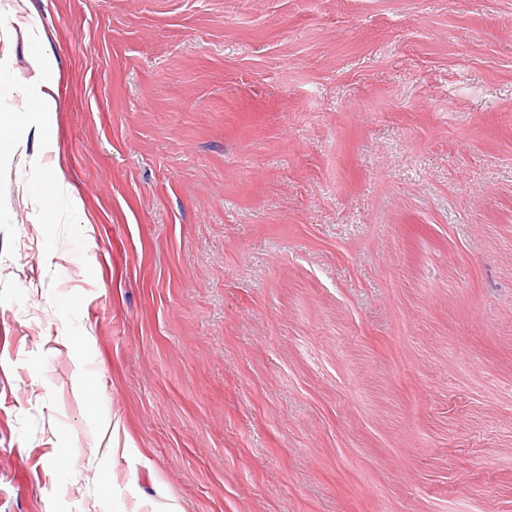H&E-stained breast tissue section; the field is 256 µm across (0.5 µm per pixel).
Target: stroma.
I'll return each mask as SVG.
<instances>
[{"label":"stroma","mask_w":512,"mask_h":512,"mask_svg":"<svg viewBox=\"0 0 512 512\" xmlns=\"http://www.w3.org/2000/svg\"><path fill=\"white\" fill-rule=\"evenodd\" d=\"M31 2L0 512H512V0ZM17 29L14 30V35L20 37L29 46L39 47L45 46L49 43L50 36L46 30L40 27H35L29 23L16 20ZM13 92L21 99L22 110L0 113V143L4 141L15 153L25 146L31 125L29 114L55 112L60 94L59 69L47 66L40 55L34 63V76L29 85L16 84Z\"/></svg>","instance_id":"obj_1"}]
</instances>
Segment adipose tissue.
Listing matches in <instances>:
<instances>
[{
	"label": "adipose tissue",
	"mask_w": 512,
	"mask_h": 512,
	"mask_svg": "<svg viewBox=\"0 0 512 512\" xmlns=\"http://www.w3.org/2000/svg\"><path fill=\"white\" fill-rule=\"evenodd\" d=\"M13 92L23 106L18 111L0 113V142L16 151L26 143L30 114L54 112L60 94V72L47 66L44 59H36L30 83L15 85Z\"/></svg>",
	"instance_id": "obj_1"
}]
</instances>
